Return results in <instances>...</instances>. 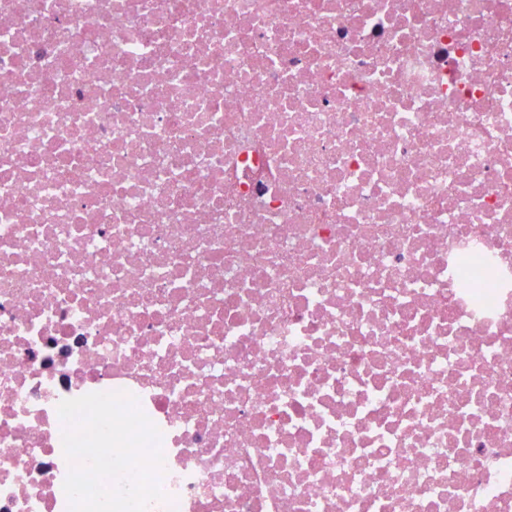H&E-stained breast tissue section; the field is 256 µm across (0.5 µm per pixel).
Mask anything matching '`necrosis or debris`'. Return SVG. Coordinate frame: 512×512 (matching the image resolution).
<instances>
[{"mask_svg": "<svg viewBox=\"0 0 512 512\" xmlns=\"http://www.w3.org/2000/svg\"><path fill=\"white\" fill-rule=\"evenodd\" d=\"M118 391L147 512H512V0H0V512Z\"/></svg>", "mask_w": 512, "mask_h": 512, "instance_id": "obj_1", "label": "necrosis or debris"}]
</instances>
